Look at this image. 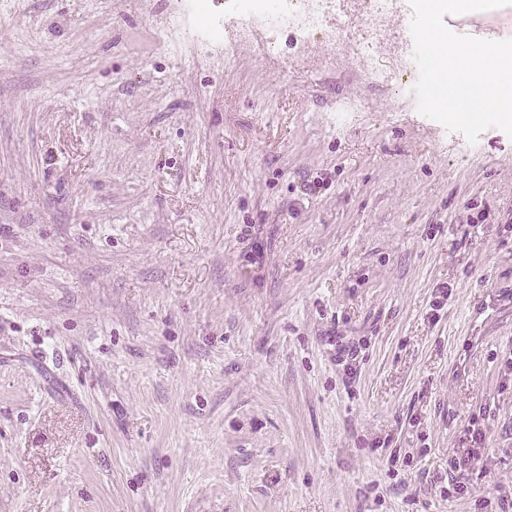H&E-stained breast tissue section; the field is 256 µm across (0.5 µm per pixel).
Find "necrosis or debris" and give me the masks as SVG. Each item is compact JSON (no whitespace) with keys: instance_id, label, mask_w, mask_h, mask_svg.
Here are the masks:
<instances>
[{"instance_id":"1","label":"necrosis or debris","mask_w":512,"mask_h":512,"mask_svg":"<svg viewBox=\"0 0 512 512\" xmlns=\"http://www.w3.org/2000/svg\"><path fill=\"white\" fill-rule=\"evenodd\" d=\"M334 0H236L231 18L225 19L212 12L211 0H191V8L198 18L212 26H222L229 44H247L256 35H263L265 50H274L279 37L293 33L300 40L319 35L334 49L354 52L363 61L364 72L375 81L389 80V72L370 63V51L380 42L386 13L394 7V0H365L363 35L356 48H349L344 28L327 29L325 17L334 8Z\"/></svg>"}]
</instances>
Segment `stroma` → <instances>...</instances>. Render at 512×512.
Wrapping results in <instances>:
<instances>
[{
  "mask_svg": "<svg viewBox=\"0 0 512 512\" xmlns=\"http://www.w3.org/2000/svg\"><path fill=\"white\" fill-rule=\"evenodd\" d=\"M182 7L0 0V512H485L512 138L318 40L225 54ZM468 432L470 444L463 446L460 454L448 461L450 471L471 469L480 463L484 434L480 428H476L475 424L468 426Z\"/></svg>",
  "mask_w": 512,
  "mask_h": 512,
  "instance_id": "1",
  "label": "stroma"
}]
</instances>
